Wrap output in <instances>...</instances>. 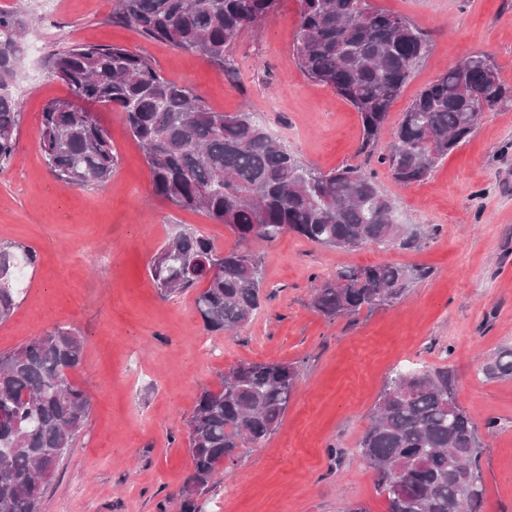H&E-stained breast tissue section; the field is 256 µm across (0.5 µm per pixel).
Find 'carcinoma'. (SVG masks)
Here are the masks:
<instances>
[{"mask_svg": "<svg viewBox=\"0 0 512 512\" xmlns=\"http://www.w3.org/2000/svg\"><path fill=\"white\" fill-rule=\"evenodd\" d=\"M297 64L358 112L359 152L377 155L403 185L424 181L474 132L479 103L488 111L512 104V91L484 53L441 73L413 99L396 126L388 153H377L389 111L429 50L427 35L407 18L371 0H297ZM280 0H116L112 21L147 39L197 53L219 68L239 34L270 18ZM36 22L25 0L0 5V171L17 152L21 102L11 86ZM69 90L42 110L40 148L53 176L70 186L107 183L117 165L108 129L88 105L123 112L130 137L143 149L153 191L173 206L227 226L236 244L221 249L189 228L154 256L150 276L163 294L202 287L196 310L211 332L248 325L261 307L260 259L242 248L293 232L316 244L420 245L427 231L400 224L374 171L342 167L328 173L304 165L246 111L214 112L189 88L164 78L123 46L75 43L47 58ZM0 249V320L16 307L11 260L36 254ZM422 277L391 264L356 267L314 288L324 317H351L398 298ZM80 334L56 326L0 353V512H41L46 487L90 416L88 392L72 378L83 362ZM512 375V347L484 369ZM298 380L287 362H243L218 389L197 396L189 421L191 473L181 512H195L225 463L265 441L279 426ZM358 449L374 470L387 512H475L484 487L476 462L478 427L454 397L448 368L409 367L387 380Z\"/></svg>", "mask_w": 512, "mask_h": 512, "instance_id": "1", "label": "carcinoma"}]
</instances>
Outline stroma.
Returning a JSON list of instances; mask_svg holds the SVG:
<instances>
[{"instance_id":"obj_1","label":"stroma","mask_w":512,"mask_h":512,"mask_svg":"<svg viewBox=\"0 0 512 512\" xmlns=\"http://www.w3.org/2000/svg\"><path fill=\"white\" fill-rule=\"evenodd\" d=\"M28 0L38 23L12 91L22 102L17 153L0 171V246H25L36 263L20 267L21 291L0 322V352L55 326L84 340L75 381L92 407L84 430L47 487L42 512H181L192 464L187 422L203 388L243 362H288L297 387L278 429L225 466L197 499V512H346L363 504L387 512L358 441L392 370L448 368L455 399L479 424L484 494L479 512H512V376L482 367L512 346V105L487 113L472 136L428 180L405 186L387 166L358 154L361 120L349 102L311 82L296 62L298 4L243 31L225 71L200 55L150 41L112 21L114 0ZM431 38L392 107L378 144L413 98L474 52L489 54L512 87V0H373ZM73 42L121 45L149 58L168 80L217 112L252 113L305 165L375 171L405 224L434 227L416 248H336L293 233L246 247L264 269L266 299L237 334L208 332L197 289L163 295L149 274L155 253L190 227L221 248L229 228L155 196L144 153L118 108L92 105L109 130L118 164L106 185L72 187L52 177L40 148L41 112L68 95L46 65ZM392 264L423 270L392 302L356 318L330 320L312 303L315 280ZM500 421L494 432L486 420Z\"/></svg>"}]
</instances>
